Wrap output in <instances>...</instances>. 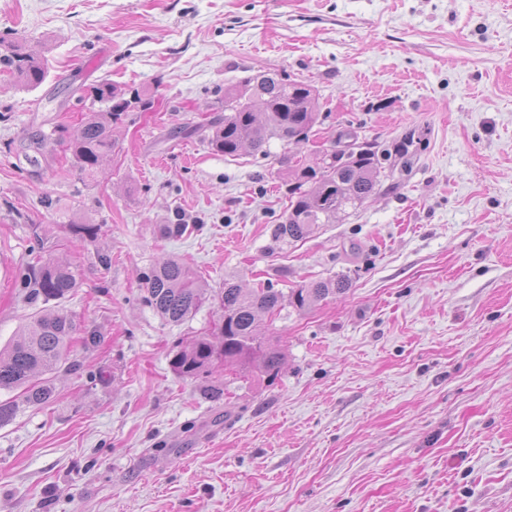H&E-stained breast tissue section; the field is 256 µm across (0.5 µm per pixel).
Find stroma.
Segmentation results:
<instances>
[{
  "instance_id": "stroma-1",
  "label": "stroma",
  "mask_w": 512,
  "mask_h": 512,
  "mask_svg": "<svg viewBox=\"0 0 512 512\" xmlns=\"http://www.w3.org/2000/svg\"><path fill=\"white\" fill-rule=\"evenodd\" d=\"M1 35L48 75L0 72V347L51 260L77 280L60 306L79 341L53 399L0 427V512H512V0H0ZM259 71L316 89L322 140L412 130L418 161L276 245L310 149L206 141L225 87ZM102 80L154 105L89 181L68 143ZM169 256L213 289L351 286L274 316L275 383L185 379L174 344L219 312L175 324L145 302ZM0 66L16 83L26 89L39 87L46 79L48 70L40 52L13 46L9 53L0 55Z\"/></svg>"
}]
</instances>
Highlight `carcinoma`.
I'll list each match as a JSON object with an SVG mask.
<instances>
[{
    "label": "carcinoma",
    "instance_id": "carcinoma-1",
    "mask_svg": "<svg viewBox=\"0 0 512 512\" xmlns=\"http://www.w3.org/2000/svg\"><path fill=\"white\" fill-rule=\"evenodd\" d=\"M0 69L26 89L39 87L48 70L41 53L13 47L0 55ZM80 101L89 102L79 135L70 143L73 164L86 178H96L102 160L112 152V129L123 123L128 113L147 111L152 100L137 88H121L109 81L92 85ZM319 120L315 89L302 81L277 73L258 72L224 88V122L211 128L208 145L217 153L236 157L245 149L268 155L267 144L278 139L298 145V136L312 130ZM313 165L297 163L288 170V213L275 225L273 238L290 244L304 239L321 224H334L348 217L375 193L392 156L401 169L409 170L420 150L421 139L404 134L393 149L357 144ZM146 301L162 318L182 323L207 302L217 304L219 319L197 333L191 342L173 355L171 366L190 379L208 377L216 367H233L243 373L258 371L267 381L275 380L283 365V353L260 337L264 317L283 308V302L304 311L330 296L345 294L349 278L301 286L284 295L271 285L243 288L224 282L210 291L190 268L176 258L163 259L145 276ZM77 287L68 266L47 262L29 280L27 300L49 304L65 299ZM76 324L62 310L44 309L27 319L19 337L0 348V391L14 396L0 400V426L12 422L26 408L47 403L54 393L48 375L66 364Z\"/></svg>",
    "mask_w": 512,
    "mask_h": 512
}]
</instances>
